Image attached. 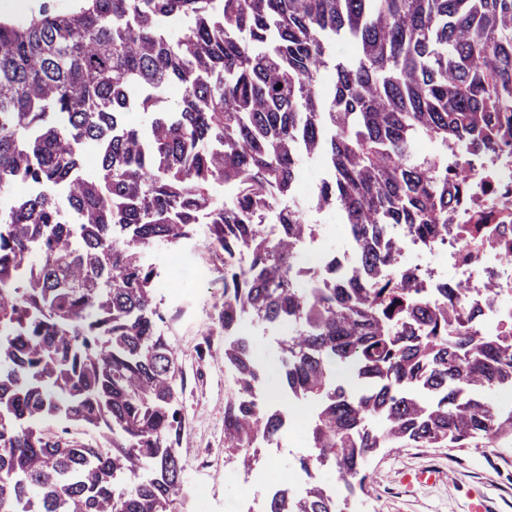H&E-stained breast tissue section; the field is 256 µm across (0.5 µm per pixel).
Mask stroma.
<instances>
[{"label":"stroma","mask_w":512,"mask_h":512,"mask_svg":"<svg viewBox=\"0 0 512 512\" xmlns=\"http://www.w3.org/2000/svg\"><path fill=\"white\" fill-rule=\"evenodd\" d=\"M176 273L158 298L165 312L163 331L176 349L183 372L178 391L182 428L176 443L187 486L204 489L179 499L173 512H248L253 501H266L270 489L256 500L245 497L239 482L245 470L224 455V396L231 381L219 355L224 332L218 322L222 301V266L209 250L207 227L175 246ZM248 338L263 369L260 396L276 400L281 381V332L270 324L245 317ZM437 466L441 481L407 483V474ZM361 498L367 512H469L470 503L486 497L496 512H512V450L471 448H384L367 466Z\"/></svg>","instance_id":"1"}]
</instances>
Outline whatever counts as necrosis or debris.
I'll use <instances>...</instances> for the list:
<instances>
[{
  "label": "necrosis or debris",
  "instance_id": "1",
  "mask_svg": "<svg viewBox=\"0 0 512 512\" xmlns=\"http://www.w3.org/2000/svg\"><path fill=\"white\" fill-rule=\"evenodd\" d=\"M448 166V238L437 247L443 265L419 263L426 249L413 239L397 241L398 260L422 273L424 287L444 281L464 300L493 285L480 332L500 336L512 331V145L477 153L452 146Z\"/></svg>",
  "mask_w": 512,
  "mask_h": 512
}]
</instances>
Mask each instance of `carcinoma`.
<instances>
[{
	"instance_id": "obj_1",
	"label": "carcinoma",
	"mask_w": 512,
	"mask_h": 512,
	"mask_svg": "<svg viewBox=\"0 0 512 512\" xmlns=\"http://www.w3.org/2000/svg\"><path fill=\"white\" fill-rule=\"evenodd\" d=\"M511 110L512 0H80L0 19V512H172L182 371L143 252L201 223L215 258L251 256L224 263V453L251 468L284 426L252 398L241 317L287 322L283 386L318 403L300 466L345 479L341 500L285 483L265 512H344L378 448L512 446L492 400L512 335H480L481 305L419 288L394 250L448 235V143H502ZM309 156L329 172L314 206L344 216L358 263L341 280L327 256L300 288ZM58 419L95 439L45 430Z\"/></svg>"
}]
</instances>
